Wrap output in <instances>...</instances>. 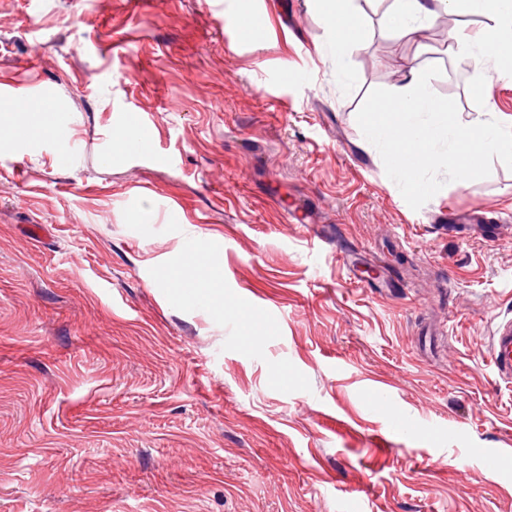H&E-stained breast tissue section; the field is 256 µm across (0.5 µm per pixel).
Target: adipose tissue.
<instances>
[{
    "label": "adipose tissue",
    "instance_id": "1",
    "mask_svg": "<svg viewBox=\"0 0 512 512\" xmlns=\"http://www.w3.org/2000/svg\"><path fill=\"white\" fill-rule=\"evenodd\" d=\"M313 3L334 32L337 47L360 46L364 20L352 9L351 0H313ZM464 8L490 17L492 24L475 36L456 33L453 37L456 50L482 64L488 76H495L502 62L512 57V0H391L393 24L404 36L415 35L440 14ZM430 79L426 68L406 67L399 93L383 109L364 113V126L392 154L412 149L419 153L421 163L439 160L456 171L473 167L470 146L475 142L489 152L506 158L512 156V136L498 133L497 117L488 101L475 104L470 121H457L447 108L428 96ZM425 112L437 113L435 124L419 125L418 119ZM443 136L448 139V153L439 157L434 144Z\"/></svg>",
    "mask_w": 512,
    "mask_h": 512
}]
</instances>
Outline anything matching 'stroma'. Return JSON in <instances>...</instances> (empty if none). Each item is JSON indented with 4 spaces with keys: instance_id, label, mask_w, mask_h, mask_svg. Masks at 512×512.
<instances>
[{
    "instance_id": "stroma-1",
    "label": "stroma",
    "mask_w": 512,
    "mask_h": 512,
    "mask_svg": "<svg viewBox=\"0 0 512 512\" xmlns=\"http://www.w3.org/2000/svg\"><path fill=\"white\" fill-rule=\"evenodd\" d=\"M390 2L355 0L341 51L309 0H0V88L73 132L19 146L0 112V512H512V456L478 459L512 449L490 363L512 240L444 220L512 218V160L431 163L411 194L361 122L411 60L460 121L481 97L512 132V79L401 37ZM129 109L170 166L119 149ZM300 200L319 224L285 223ZM344 247L384 253L402 297L352 284ZM209 249L203 301L173 271ZM243 293L275 333L240 341ZM373 386L412 423L382 455Z\"/></svg>"
}]
</instances>
